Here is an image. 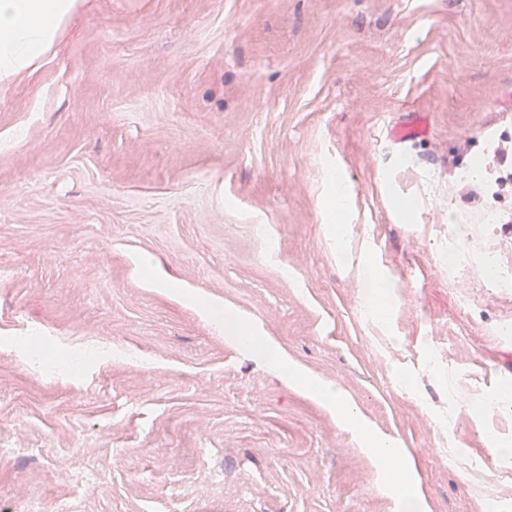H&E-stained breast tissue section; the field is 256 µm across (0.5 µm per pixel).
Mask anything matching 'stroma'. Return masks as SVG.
Returning a JSON list of instances; mask_svg holds the SVG:
<instances>
[{
    "label": "stroma",
    "instance_id": "35a3bbf8",
    "mask_svg": "<svg viewBox=\"0 0 512 512\" xmlns=\"http://www.w3.org/2000/svg\"><path fill=\"white\" fill-rule=\"evenodd\" d=\"M89 2L0 94V512H399L200 296L396 440L428 512H512V0ZM429 134L427 121L419 113L408 115L407 119L392 126L388 131V138L398 145H405L424 140Z\"/></svg>",
    "mask_w": 512,
    "mask_h": 512
}]
</instances>
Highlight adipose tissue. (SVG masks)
<instances>
[{
    "mask_svg": "<svg viewBox=\"0 0 512 512\" xmlns=\"http://www.w3.org/2000/svg\"><path fill=\"white\" fill-rule=\"evenodd\" d=\"M85 0H0V92L19 79L42 69L56 53V47ZM237 342L258 352L269 363L287 369L288 379L299 387H311L313 394L332 410L341 423L371 453L391 459L390 474L402 496V512H422L418 496L409 488L408 474L396 459L399 450L391 438L377 435L334 385H309L307 377L290 366L280 350L258 337L236 332Z\"/></svg>",
    "mask_w": 512,
    "mask_h": 512,
    "instance_id": "1",
    "label": "adipose tissue"
}]
</instances>
